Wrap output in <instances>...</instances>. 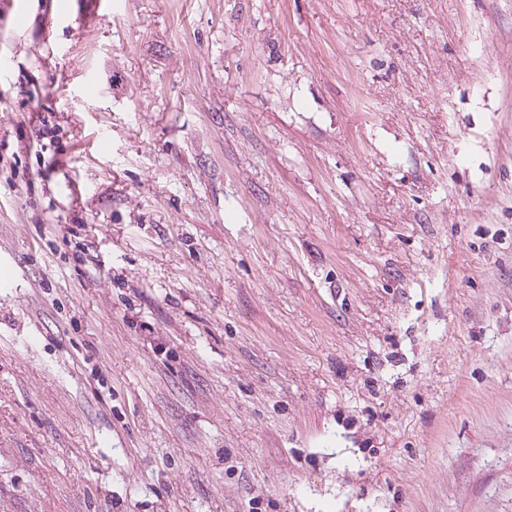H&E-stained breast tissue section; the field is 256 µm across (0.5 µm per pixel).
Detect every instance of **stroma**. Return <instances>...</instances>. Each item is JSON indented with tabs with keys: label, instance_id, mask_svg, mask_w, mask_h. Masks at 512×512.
I'll use <instances>...</instances> for the list:
<instances>
[{
	"label": "stroma",
	"instance_id": "obj_1",
	"mask_svg": "<svg viewBox=\"0 0 512 512\" xmlns=\"http://www.w3.org/2000/svg\"><path fill=\"white\" fill-rule=\"evenodd\" d=\"M0 8V512H512V0Z\"/></svg>",
	"mask_w": 512,
	"mask_h": 512
}]
</instances>
